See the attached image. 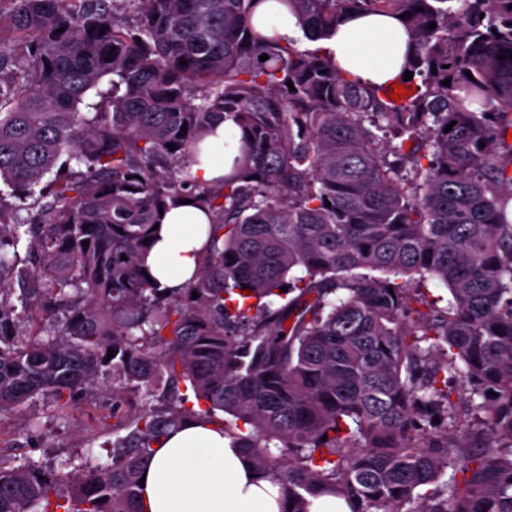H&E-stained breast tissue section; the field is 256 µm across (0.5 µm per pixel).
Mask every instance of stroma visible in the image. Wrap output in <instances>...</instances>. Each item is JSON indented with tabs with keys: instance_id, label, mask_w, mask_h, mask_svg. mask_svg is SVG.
Segmentation results:
<instances>
[{
	"instance_id": "stroma-1",
	"label": "stroma",
	"mask_w": 512,
	"mask_h": 512,
	"mask_svg": "<svg viewBox=\"0 0 512 512\" xmlns=\"http://www.w3.org/2000/svg\"><path fill=\"white\" fill-rule=\"evenodd\" d=\"M110 396L80 402L66 416L52 402L39 398L22 409L0 413V436L9 453L20 461L33 460L64 472L81 471L86 464L108 460L112 435Z\"/></svg>"
}]
</instances>
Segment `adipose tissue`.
<instances>
[{
    "label": "adipose tissue",
    "instance_id": "obj_1",
    "mask_svg": "<svg viewBox=\"0 0 512 512\" xmlns=\"http://www.w3.org/2000/svg\"><path fill=\"white\" fill-rule=\"evenodd\" d=\"M256 30L286 41L298 33L296 19L279 0H260ZM346 79L369 85L400 82L405 73L408 36L394 16L366 14L341 25L323 41ZM240 133L229 121L217 122L191 160L197 181L221 184L238 153ZM211 217L198 205L176 204L165 215L146 259L161 287H182L198 271ZM143 512H283L279 488L260 475L223 430L186 423L172 429L157 446L145 470Z\"/></svg>",
    "mask_w": 512,
    "mask_h": 512
}]
</instances>
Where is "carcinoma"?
<instances>
[{"instance_id": "obj_1", "label": "carcinoma", "mask_w": 512, "mask_h": 512, "mask_svg": "<svg viewBox=\"0 0 512 512\" xmlns=\"http://www.w3.org/2000/svg\"><path fill=\"white\" fill-rule=\"evenodd\" d=\"M258 2L0 0L20 201L0 197V412L48 395L64 416L110 378L117 419L111 462L77 475L0 454V512H141L154 445L195 419L286 512L321 489L353 512H512V0H283L312 40L399 18L401 101L260 35ZM217 119L241 154L202 185ZM187 193L209 243L168 292L145 239ZM426 274L447 305L412 286Z\"/></svg>"}]
</instances>
